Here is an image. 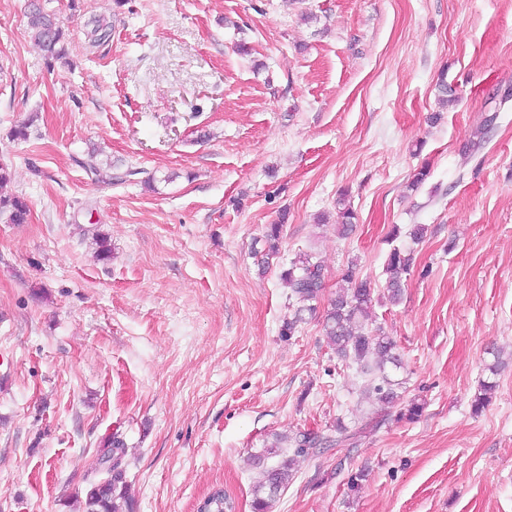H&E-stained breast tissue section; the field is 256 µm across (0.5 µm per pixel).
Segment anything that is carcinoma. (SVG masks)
I'll list each match as a JSON object with an SVG mask.
<instances>
[{"label": "carcinoma", "mask_w": 512, "mask_h": 512, "mask_svg": "<svg viewBox=\"0 0 512 512\" xmlns=\"http://www.w3.org/2000/svg\"><path fill=\"white\" fill-rule=\"evenodd\" d=\"M27 27L33 41L49 61L64 58V21L56 12L46 9L39 0H30ZM8 213L12 224H25L30 213L26 200L20 196L0 197V214ZM283 222L268 225L264 242L269 252L278 250ZM414 263L413 253L394 247L388 254L386 273L390 301L400 299L403 276L409 274ZM281 279L289 289V305L293 313L283 321L281 335L292 336L306 312L316 311L317 301L324 288L322 265L312 261L307 253L299 254ZM345 287L330 299L323 315V331L328 345L346 366L354 365L364 376L368 389L380 403H392L397 397L395 383L389 370L398 369L402 359L391 337L379 329L368 328V309L372 304L373 289L359 277L356 269L347 267L343 274ZM328 438L300 432L291 437H275V442L259 452L249 455L248 464L262 473V479L252 488L253 512H269L277 496L288 486L296 458L309 455L312 448H320ZM125 442L120 436L108 437L100 450V460L112 457V470L106 478L87 479L84 512H131L133 504L128 496L125 480ZM233 503L224 496V489L215 488L198 504L197 512H231Z\"/></svg>", "instance_id": "obj_1"}]
</instances>
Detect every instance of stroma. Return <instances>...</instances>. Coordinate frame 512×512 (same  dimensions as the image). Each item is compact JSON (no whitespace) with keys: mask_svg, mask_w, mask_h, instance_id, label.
<instances>
[{"mask_svg":"<svg viewBox=\"0 0 512 512\" xmlns=\"http://www.w3.org/2000/svg\"><path fill=\"white\" fill-rule=\"evenodd\" d=\"M28 2L0 0V195L30 207L0 217V512H82L115 433L133 512H195L216 487L252 512L249 454L340 424L272 512H512V101L493 97L512 0H42L65 22L52 67ZM94 148L112 183L84 169ZM395 245L415 265L394 305ZM303 252L325 288L285 337L280 274ZM351 264L403 358L389 405L324 336ZM8 212V220L12 224H24L30 213L26 200L20 196L0 197V214Z\"/></svg>","mask_w":512,"mask_h":512,"instance_id":"obj_1","label":"stroma"}]
</instances>
